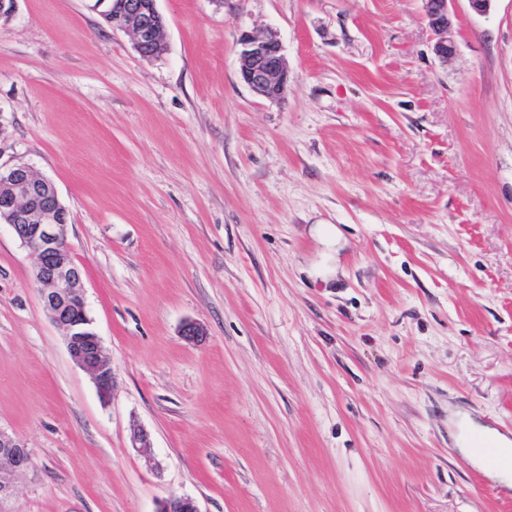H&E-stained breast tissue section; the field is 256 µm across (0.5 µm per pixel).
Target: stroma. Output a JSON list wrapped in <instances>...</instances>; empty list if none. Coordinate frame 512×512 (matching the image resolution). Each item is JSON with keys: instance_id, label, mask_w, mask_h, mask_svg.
<instances>
[{"instance_id": "stroma-1", "label": "stroma", "mask_w": 512, "mask_h": 512, "mask_svg": "<svg viewBox=\"0 0 512 512\" xmlns=\"http://www.w3.org/2000/svg\"><path fill=\"white\" fill-rule=\"evenodd\" d=\"M91 4L0 23V164L69 210L112 363L104 403L1 226L19 512H512L455 441L512 437V0H454L446 66L422 0H157L154 58ZM256 26L283 101L240 79ZM239 73L242 81L257 96L281 101L290 80L288 63L276 35L256 27L242 32L238 40Z\"/></svg>"}]
</instances>
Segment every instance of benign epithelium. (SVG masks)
Masks as SVG:
<instances>
[{"mask_svg": "<svg viewBox=\"0 0 512 512\" xmlns=\"http://www.w3.org/2000/svg\"><path fill=\"white\" fill-rule=\"evenodd\" d=\"M422 2L432 33V51L439 62L446 64L456 54L455 43L448 38L454 0ZM105 14L112 29L131 36L141 56L155 57L164 50L165 24L156 0H112V8ZM238 45L242 81L255 95L281 101L288 91L290 71L276 35L256 27L242 32ZM69 221L70 213L50 181L24 163L0 166V223L9 225L35 256L34 277L43 307L52 322L64 329L73 362L91 375L100 398L107 402L112 395V365L88 315L82 272L70 255L65 237ZM30 467L27 446L0 429V512H17L13 507L14 479ZM156 512L200 510L192 498L172 493L159 502Z\"/></svg>", "mask_w": 512, "mask_h": 512, "instance_id": "benign-epithelium-1", "label": "benign epithelium"}]
</instances>
